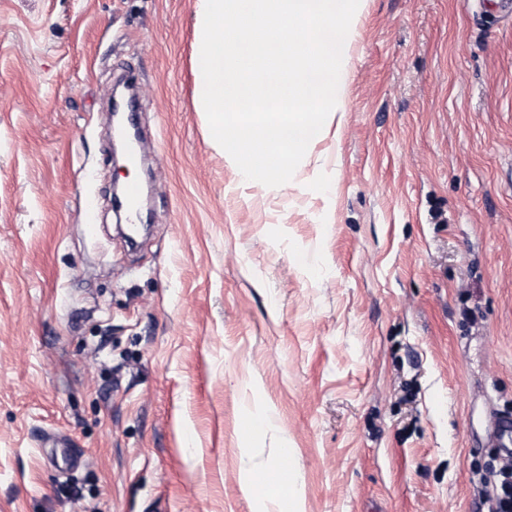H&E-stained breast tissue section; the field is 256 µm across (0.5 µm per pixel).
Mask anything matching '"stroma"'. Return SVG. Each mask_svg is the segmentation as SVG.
I'll use <instances>...</instances> for the list:
<instances>
[{
	"mask_svg": "<svg viewBox=\"0 0 512 512\" xmlns=\"http://www.w3.org/2000/svg\"><path fill=\"white\" fill-rule=\"evenodd\" d=\"M196 2L0 0V512H256L244 472L289 469L305 512H475L512 414V14L360 0L327 135L258 188L197 109Z\"/></svg>",
	"mask_w": 512,
	"mask_h": 512,
	"instance_id": "obj_1",
	"label": "stroma"
}]
</instances>
